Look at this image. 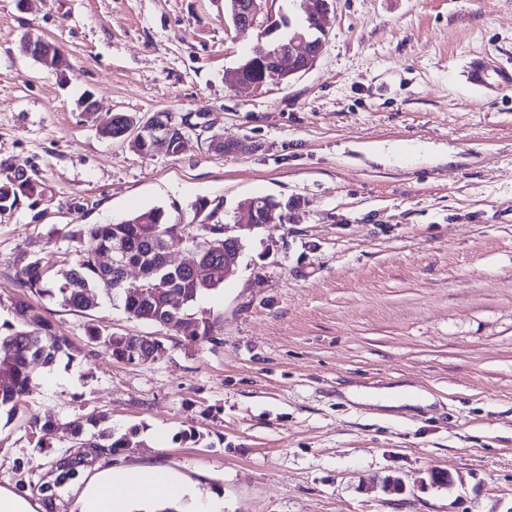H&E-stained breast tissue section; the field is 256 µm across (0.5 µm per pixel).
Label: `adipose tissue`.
Masks as SVG:
<instances>
[{
  "mask_svg": "<svg viewBox=\"0 0 512 512\" xmlns=\"http://www.w3.org/2000/svg\"><path fill=\"white\" fill-rule=\"evenodd\" d=\"M164 494L188 500L191 512H222L224 504L217 498H200L163 470L112 468L78 502V512H124L132 500H150Z\"/></svg>",
  "mask_w": 512,
  "mask_h": 512,
  "instance_id": "adipose-tissue-1",
  "label": "adipose tissue"
}]
</instances>
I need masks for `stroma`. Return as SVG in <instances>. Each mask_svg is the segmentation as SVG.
<instances>
[{"mask_svg":"<svg viewBox=\"0 0 512 512\" xmlns=\"http://www.w3.org/2000/svg\"><path fill=\"white\" fill-rule=\"evenodd\" d=\"M307 72L230 88L226 72L302 0H262L236 28L226 0H0V173L35 195L0 209V332L18 327L17 271L59 277L77 224L152 208L199 224L197 200L235 221L245 200L288 203L241 231L234 276L200 299L212 342L191 345L108 297L85 313L29 300L68 336L15 413H0V488L38 512H77L109 467L162 468L224 512H512V91L464 73L512 65V0H333ZM58 44L66 76L19 51ZM93 92L98 110L83 112ZM123 112L208 128L178 155L99 135ZM222 136L232 151L209 147ZM168 336V359L116 360L89 327ZM412 387L430 405L384 407L348 388ZM130 448L88 458L53 504L38 491L72 420ZM49 415L51 431L33 415ZM453 484H432L433 470ZM405 489L387 493V476ZM466 75L477 90L504 91L512 88V69L497 64L488 56L471 60Z\"/></svg>","mask_w":512,"mask_h":512,"instance_id":"1","label":"stroma"}]
</instances>
